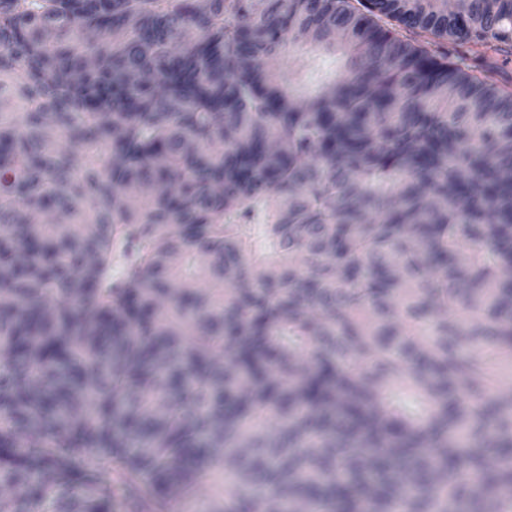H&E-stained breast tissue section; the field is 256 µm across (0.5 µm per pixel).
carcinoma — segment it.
I'll use <instances>...</instances> for the list:
<instances>
[{
  "label": "carcinoma",
  "mask_w": 512,
  "mask_h": 512,
  "mask_svg": "<svg viewBox=\"0 0 512 512\" xmlns=\"http://www.w3.org/2000/svg\"><path fill=\"white\" fill-rule=\"evenodd\" d=\"M509 55L512 0H0V512H512ZM320 62L311 53H305L298 50L297 47L287 46L281 55L275 60L271 61L270 64L274 67L288 68L291 66L295 72V79L297 81L306 80L310 72Z\"/></svg>",
  "instance_id": "carcinoma-1"
}]
</instances>
